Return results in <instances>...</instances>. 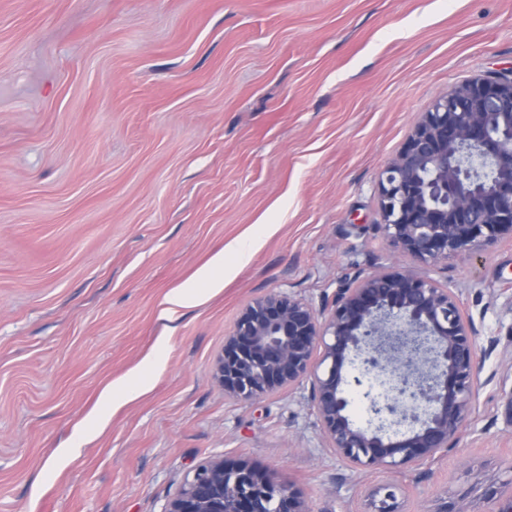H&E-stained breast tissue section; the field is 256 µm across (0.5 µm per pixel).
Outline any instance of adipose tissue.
Listing matches in <instances>:
<instances>
[{"label":"adipose tissue","instance_id":"obj_1","mask_svg":"<svg viewBox=\"0 0 512 512\" xmlns=\"http://www.w3.org/2000/svg\"><path fill=\"white\" fill-rule=\"evenodd\" d=\"M223 266V258H216L213 268L200 270L195 282L168 292L162 301V318L169 321L175 320L182 310L199 305L206 298L209 290L219 287L220 281L215 278L213 271ZM161 361L162 357L158 354L148 357L143 361L137 374L107 386L99 395V410L76 427L69 447L56 449L50 459L51 468L60 470L79 456L84 444L96 437L106 425L108 410L121 406L144 392Z\"/></svg>","mask_w":512,"mask_h":512}]
</instances>
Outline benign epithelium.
<instances>
[{"instance_id": "7a95c632", "label": "benign epithelium", "mask_w": 512, "mask_h": 512, "mask_svg": "<svg viewBox=\"0 0 512 512\" xmlns=\"http://www.w3.org/2000/svg\"><path fill=\"white\" fill-rule=\"evenodd\" d=\"M381 229L392 251L424 267L355 272L330 311L271 291L244 308L214 378L224 394L258 400L308 388L337 456L370 471L419 468L455 447L472 413L482 362L499 346L482 336L457 296L430 275L438 262L512 238V72L468 79L423 113L378 178ZM363 393L369 426L356 424L347 392ZM492 512H512V479L489 480ZM364 512H402L390 486ZM164 512H307L300 493L246 463L211 460L185 478ZM433 512H474L462 497Z\"/></svg>"}]
</instances>
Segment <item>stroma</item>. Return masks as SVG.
I'll use <instances>...</instances> for the list:
<instances>
[{"label":"stroma","mask_w":512,"mask_h":512,"mask_svg":"<svg viewBox=\"0 0 512 512\" xmlns=\"http://www.w3.org/2000/svg\"><path fill=\"white\" fill-rule=\"evenodd\" d=\"M512 70V0H0V512H163L188 473L243 461L309 512H478L512 479L483 364L459 445L408 471L327 448L307 391L225 397L224 336L279 291L330 306L354 270L412 269L386 245L378 176L469 78ZM224 286L174 324L170 290L216 254ZM482 334L512 345V240L437 263ZM148 390L58 472L54 452L158 343ZM390 488L393 486L386 485L371 489L365 499L366 510L359 512H402L399 509L396 492Z\"/></svg>","instance_id":"stroma-1"}]
</instances>
